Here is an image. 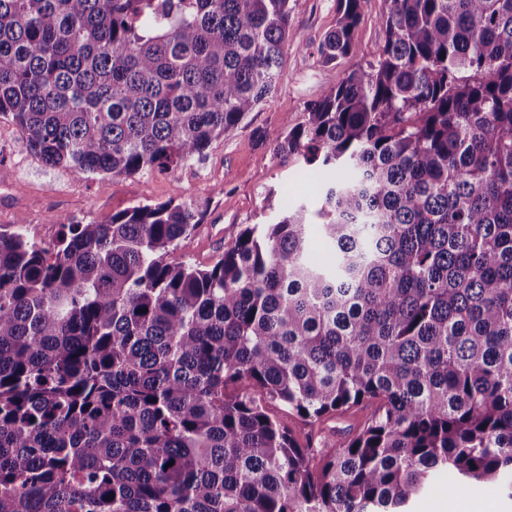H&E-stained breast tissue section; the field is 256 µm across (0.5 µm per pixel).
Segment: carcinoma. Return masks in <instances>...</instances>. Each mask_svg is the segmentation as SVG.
Returning a JSON list of instances; mask_svg holds the SVG:
<instances>
[{
	"label": "carcinoma",
	"mask_w": 512,
	"mask_h": 512,
	"mask_svg": "<svg viewBox=\"0 0 512 512\" xmlns=\"http://www.w3.org/2000/svg\"><path fill=\"white\" fill-rule=\"evenodd\" d=\"M385 2L376 61L276 139L318 220L282 206L208 266L167 260L208 215L180 195L0 229V512H404L440 469L512 498V0ZM295 39L291 0H0V114L47 166L167 173Z\"/></svg>",
	"instance_id": "cac0c4a2"
}]
</instances>
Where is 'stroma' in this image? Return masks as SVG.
<instances>
[{"instance_id":"obj_1","label":"stroma","mask_w":512,"mask_h":512,"mask_svg":"<svg viewBox=\"0 0 512 512\" xmlns=\"http://www.w3.org/2000/svg\"><path fill=\"white\" fill-rule=\"evenodd\" d=\"M293 29L299 45L289 46L280 78L269 97L239 126L214 141L206 155L168 173L131 177L96 175L79 179L50 168L29 152L10 117L0 116V226H22L27 237L49 245L56 241L60 219L104 222L138 204H155L174 195L208 203L207 221L190 249L170 252L169 262H214L249 224L269 222L267 200L314 203L319 187L304 178L300 162L284 163L272 148L285 116H300L306 102L320 98L345 78L352 65L376 59L384 32L378 22L385 0H365L352 60L325 65L317 48L336 21L337 0H293ZM484 503L487 512H512V498L488 499L479 487L449 486L447 471L436 472L433 489L412 498L408 512H436L440 503Z\"/></svg>"}]
</instances>
